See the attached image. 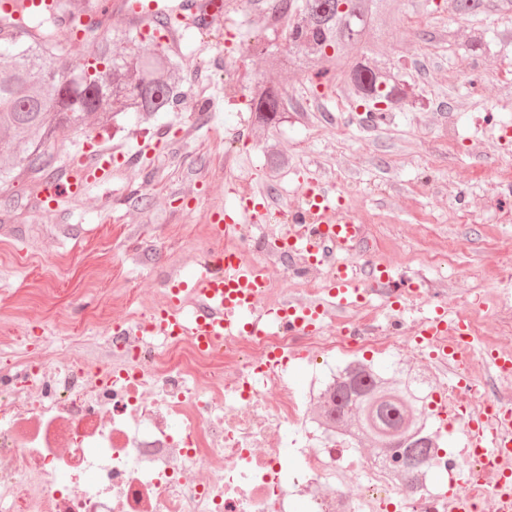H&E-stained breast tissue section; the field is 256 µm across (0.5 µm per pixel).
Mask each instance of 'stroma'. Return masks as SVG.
Instances as JSON below:
<instances>
[{
    "label": "stroma",
    "instance_id": "stroma-1",
    "mask_svg": "<svg viewBox=\"0 0 512 512\" xmlns=\"http://www.w3.org/2000/svg\"><path fill=\"white\" fill-rule=\"evenodd\" d=\"M231 2L206 37L128 44L178 55L184 97L173 111L58 131L54 179L108 157L105 178L50 207L37 194L43 175H0V337L34 345L71 335L90 313L100 324L120 319L108 289L131 287L140 302H155L170 271L202 258L212 213L239 206L238 179L264 203L261 224L301 206L317 181L360 224L366 259L422 283L411 320L440 300L452 317L479 312L470 368L483 374L487 349L512 351V330L498 316L512 305V186L497 176L512 165V141L500 137L512 127V0H482L473 15L450 12L448 0H397L379 40L352 52L373 53L404 77V100L378 125L343 82L254 54L252 40L274 28L273 51L286 53V24L273 22L266 0ZM478 28L488 76L475 82L467 57ZM258 79L282 93L276 127H258L246 108ZM206 96L215 103L204 114L195 105ZM450 126L461 138L454 149L442 138ZM275 151L287 157L277 168Z\"/></svg>",
    "mask_w": 512,
    "mask_h": 512
}]
</instances>
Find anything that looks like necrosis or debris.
Segmentation results:
<instances>
[{"label":"necrosis or debris","instance_id":"necrosis-or-debris-1","mask_svg":"<svg viewBox=\"0 0 512 512\" xmlns=\"http://www.w3.org/2000/svg\"><path fill=\"white\" fill-rule=\"evenodd\" d=\"M258 242L281 252L272 224L241 225L229 248L256 270ZM390 310L376 292L331 333L267 326L203 350L187 336L151 335V305L100 329L103 364L76 351L59 360L49 341L1 347L0 512H388L394 499L401 512H479L499 497L489 472L512 470V459L461 449L467 469L437 492L429 469L399 481L392 463L352 454L350 438L308 418L343 376L342 357L409 345ZM219 355L223 373L201 380ZM295 362L321 365L299 393L288 384ZM443 404L464 429L512 407V396L487 397L471 377L445 386Z\"/></svg>","mask_w":512,"mask_h":512}]
</instances>
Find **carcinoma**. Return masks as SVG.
<instances>
[{"instance_id": "1", "label": "carcinoma", "mask_w": 512, "mask_h": 512, "mask_svg": "<svg viewBox=\"0 0 512 512\" xmlns=\"http://www.w3.org/2000/svg\"><path fill=\"white\" fill-rule=\"evenodd\" d=\"M390 9L391 0H272V14L288 19V53L278 59L279 66L313 68L315 77L327 82L344 78L350 95L384 121L404 98L400 76L376 56L349 60L346 29L349 21L363 17L357 43L368 45L379 37V21ZM73 15L71 0H56L52 14L23 13L24 39L11 38L0 53V143L7 145L11 166L20 172L40 174L54 167L53 146L61 128L82 130L92 115L106 122L116 112H167L183 97L173 78L178 61L121 49L137 40L130 29L94 33L82 48L60 51L61 25ZM90 69L89 81L70 85L72 72ZM38 73L49 74L50 80L35 82ZM250 94L256 122H279L283 106L277 87L258 80ZM329 396L322 406L325 425L373 443L405 476L432 464L431 449L438 444L424 433L426 392L357 363L347 367Z\"/></svg>"}]
</instances>
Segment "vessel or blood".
Segmentation results:
<instances>
[{
    "instance_id": "vessel-or-blood-1",
    "label": "vessel or blood",
    "mask_w": 512,
    "mask_h": 512,
    "mask_svg": "<svg viewBox=\"0 0 512 512\" xmlns=\"http://www.w3.org/2000/svg\"><path fill=\"white\" fill-rule=\"evenodd\" d=\"M222 0H98L93 12L70 19L66 28L73 44H81L90 24L105 19L115 12L137 29L147 30L159 21L166 22L169 40L176 41L184 29L192 27L206 31L210 17L221 12ZM90 179L89 172L75 171L66 180L46 181L41 192L45 201L80 194ZM317 212L316 223H306L308 212ZM294 222L303 223L302 231H290L280 240L283 249L306 257L309 266L329 267L330 286L328 303L292 301L276 318L280 328L314 330L322 327L330 314H343L351 308L364 291L398 293L408 282L388 268H367L360 260L361 227L341 205L333 203L328 189H319L307 197L305 207L299 210ZM238 229V216L233 212L218 213L211 226L213 248L198 263L190 278L180 272L168 276L165 305L156 312L153 331L158 336H188L202 348L212 346L227 335L237 334L253 327L252 315L268 286L266 278L242 267L231 254L225 253L222 242ZM194 291L201 301L200 308L191 316H182L179 307L182 295ZM419 345H428L430 337L440 335L447 328L464 334L463 325H450L448 313L435 307L422 321ZM469 434L474 447L492 457L512 456V416L497 418L496 428H486L482 420L473 421Z\"/></svg>"
}]
</instances>
